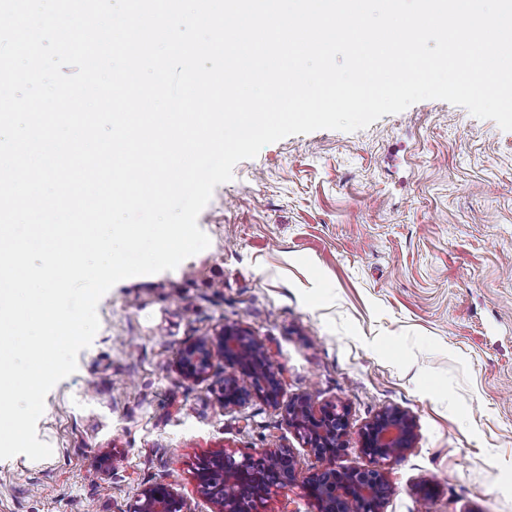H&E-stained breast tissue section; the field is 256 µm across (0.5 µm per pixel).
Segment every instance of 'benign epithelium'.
<instances>
[{
	"instance_id": "obj_1",
	"label": "benign epithelium",
	"mask_w": 512,
	"mask_h": 512,
	"mask_svg": "<svg viewBox=\"0 0 512 512\" xmlns=\"http://www.w3.org/2000/svg\"><path fill=\"white\" fill-rule=\"evenodd\" d=\"M216 354L236 369L224 377V406L242 405L253 395L281 406L280 383L262 344L239 328H223L185 346L179 358L182 375L193 380L203 378ZM284 413L316 459L331 461L345 447V411L333 407L317 412L310 398L301 396L288 401ZM414 439L415 421L407 412L384 410L361 434V448L378 465L339 470L331 464L304 482L317 512H382L391 491L383 465L402 460ZM298 477L297 461L286 448L261 457L244 455L239 460L218 454L204 462L197 473L201 492L219 506L218 512H258L264 500L294 485ZM184 508V501L171 488L157 484L144 488L129 512H184Z\"/></svg>"
}]
</instances>
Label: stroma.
<instances>
[{"label":"stroma","mask_w":512,"mask_h":512,"mask_svg":"<svg viewBox=\"0 0 512 512\" xmlns=\"http://www.w3.org/2000/svg\"><path fill=\"white\" fill-rule=\"evenodd\" d=\"M198 225L206 250L101 298L37 422L53 454L0 460V512H128L159 483L216 512L197 471L217 452L285 448L313 473L282 409L224 406L222 357L182 376L180 349L232 325L282 400L345 408L337 467H373L360 438L383 410L414 418L383 512H512V131L431 99L291 135L239 162Z\"/></svg>","instance_id":"stroma-1"}]
</instances>
